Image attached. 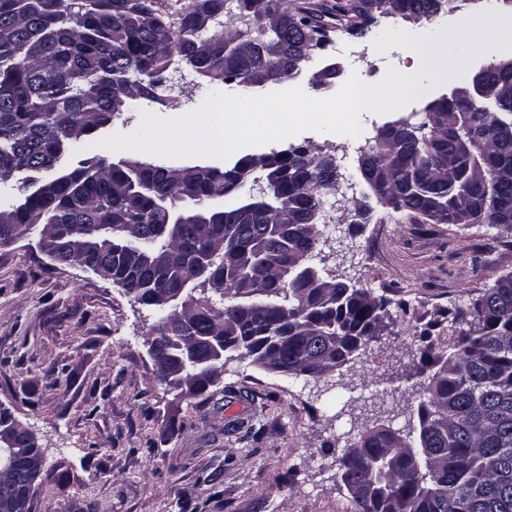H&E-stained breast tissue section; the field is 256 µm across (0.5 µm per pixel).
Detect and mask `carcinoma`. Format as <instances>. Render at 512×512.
<instances>
[{
    "label": "carcinoma",
    "instance_id": "carcinoma-1",
    "mask_svg": "<svg viewBox=\"0 0 512 512\" xmlns=\"http://www.w3.org/2000/svg\"><path fill=\"white\" fill-rule=\"evenodd\" d=\"M466 2L192 0L173 30L162 0H0V182L19 192L0 207V244L39 224L54 262L109 273L137 303L166 312L149 355L183 372L193 396L235 357L324 375L366 346L390 305L309 264L323 197L336 190L332 155L272 151L274 168L263 154L241 157L262 181L247 214L212 207L242 185L229 169L200 175L100 157L91 173L60 181L56 172L117 110L155 97L176 55L217 90L262 87L265 69L280 81L306 74L301 43L335 31L362 37L377 15L427 21ZM272 10L296 18L295 28L267 23ZM473 82L494 111L435 100L406 138L362 152L359 169L378 203L412 221L488 220L512 234V136L501 133L512 68ZM474 135L487 140L470 156L458 145ZM185 198L192 208L181 223L155 219L161 203ZM214 296L228 301L217 308ZM446 315L467 328L424 389L419 446L375 429L338 459L356 512H512V274ZM24 444L18 434L0 443V468L20 470Z\"/></svg>",
    "mask_w": 512,
    "mask_h": 512
}]
</instances>
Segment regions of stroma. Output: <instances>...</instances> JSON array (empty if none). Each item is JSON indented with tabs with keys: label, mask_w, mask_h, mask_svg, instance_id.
I'll list each match as a JSON object with an SVG mask.
<instances>
[{
	"label": "stroma",
	"mask_w": 512,
	"mask_h": 512,
	"mask_svg": "<svg viewBox=\"0 0 512 512\" xmlns=\"http://www.w3.org/2000/svg\"><path fill=\"white\" fill-rule=\"evenodd\" d=\"M491 9L512 14L501 0H481L428 22L382 15L365 36L334 35L306 68L335 63L336 85L354 72L373 84L388 68L414 63L411 50L374 49L384 29L427 35ZM505 56L488 51L438 85L423 79L426 93L402 109L362 113L360 138L306 131L280 142L283 150L322 149L342 175L324 197L311 264L391 301L379 335L322 377L233 359L204 394L175 396L147 352L160 312L52 261L39 227L0 247V360H9L0 363V407L28 426L45 459L32 512H355L338 476L342 450L378 428L418 440V405L437 368L420 331L512 273V237L493 225L417 224L378 204L368 222L358 220L353 203L369 192L358 158L380 127L422 121L431 101ZM175 66L189 77L179 98L133 100L107 133L134 131L144 110L164 118L195 111L213 86L186 62ZM61 370L68 380L58 381Z\"/></svg>",
	"instance_id": "obj_1"
}]
</instances>
